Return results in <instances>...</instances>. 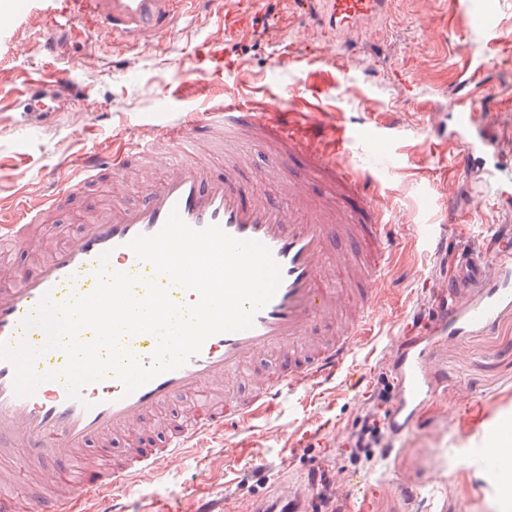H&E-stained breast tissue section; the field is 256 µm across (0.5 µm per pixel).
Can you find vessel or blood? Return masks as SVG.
Masks as SVG:
<instances>
[{"mask_svg": "<svg viewBox=\"0 0 512 512\" xmlns=\"http://www.w3.org/2000/svg\"><path fill=\"white\" fill-rule=\"evenodd\" d=\"M30 2L0 0V41L7 40L14 21L30 15ZM50 2V14L66 18L74 37L83 36L79 21L88 16L100 32L134 44L166 30L182 0ZM328 2L331 20L342 27L378 16L385 0ZM20 94L24 111L46 112L67 105L75 91L66 75L54 73L24 84ZM495 108L487 98L468 92L459 96L458 123L448 133L449 145L457 150V171L497 145L487 117ZM217 136L224 144L219 172L198 155ZM248 141L270 151L268 170L250 178L241 167ZM347 153L344 138H328L316 103L301 111L257 107L228 95L189 123H171L115 153L79 159L73 188L78 191L125 171L135 157H158L164 174L146 179L137 202L89 210L78 232L0 285V342L13 351L24 343L37 350V372L58 371L67 362L62 350L47 349L41 327L26 323L42 296L62 303L89 295L103 268L136 277L133 293L144 297L146 281L157 273L128 244L157 233L171 211L193 228L216 225L234 238L262 243L279 264L281 281L251 327L210 337L182 367L129 394L110 375L86 385L77 400L67 397L61 379L20 397L13 364L0 360V487L22 478L46 489L27 499L0 497V512H66L89 492L120 491L128 480L156 471L182 449L203 447L218 435L236 438L250 432L253 420L281 412L297 391L315 390L339 377L362 391L366 376L349 358L371 336L378 318L382 287L394 266V217L382 207L373 175L355 168ZM296 155L306 161V177L281 178L289 157ZM313 181L324 186L316 196L309 190ZM68 192L62 189L38 202L15 199L9 212L0 211V241L24 249L33 225L58 211ZM443 296L431 336L421 342L405 339L395 356L394 401L381 424L388 437L412 429L418 406L448 380L447 373L428 368L431 346L490 330L512 310V252L486 258L460 249L456 279ZM122 343L146 365L157 347L149 333L124 336ZM262 355L277 357V365L251 373ZM246 375L249 390L216 398L217 388ZM181 399L186 409L180 420L160 419L162 409ZM116 441L122 444L119 460L100 462L94 470L83 467L89 451L108 450Z\"/></svg>", "mask_w": 512, "mask_h": 512, "instance_id": "vessel-or-blood-1", "label": "vessel or blood"}]
</instances>
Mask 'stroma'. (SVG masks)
<instances>
[{
	"label": "stroma",
	"instance_id": "stroma-1",
	"mask_svg": "<svg viewBox=\"0 0 512 512\" xmlns=\"http://www.w3.org/2000/svg\"><path fill=\"white\" fill-rule=\"evenodd\" d=\"M224 5L250 7L251 24L225 35L209 0H198L195 12L176 14L166 33L134 46L97 34L73 42L60 33L67 52L59 56L44 47L45 16L23 22L12 41L0 46V96L55 70L68 71L83 93L67 109L34 122L17 111L0 112V200L52 194L73 177L64 158L111 152L128 139L193 118L225 94L272 102L308 96V75L320 68L323 49L332 74L321 95L323 120L329 133H346L349 161L375 176L394 216L396 257L388 285L401 305L396 313L384 308L381 326L356 354L372 379L370 389L297 393L283 415L255 420L254 448L246 458L229 440L203 451L184 449L155 473L129 483V512H153L156 505L193 497L259 498L279 486L301 487L313 467L335 472L337 495L372 493L373 512H493L494 489L485 477L490 460L481 455L463 462L461 450L474 441L458 422L475 403L493 408L496 418L512 416V314L489 331L436 347L431 363L447 370L448 382L421 409L413 433L382 440L368 460L349 457L346 446L365 416L384 415L375 394L390 380L386 357L399 314L427 321L437 286L454 273V247L494 251L496 227H512V209L494 212L482 205L478 179L450 173L448 144L433 130L447 121L458 81L469 80L475 96L497 100L490 118L503 158L512 160V0H387L378 18L340 30L331 28L320 5L306 11L299 0ZM207 47L224 49L237 65L201 82L191 62ZM290 50L298 63L271 69V60ZM116 185L128 201L139 199L137 175L116 182L103 177L54 223L42 225L34 251L75 233L83 213L108 203ZM452 198L464 207L456 219L448 210ZM427 230L447 232L452 249L438 252L427 245ZM318 418L330 424L327 441L286 451L287 425Z\"/></svg>",
	"mask_w": 512,
	"mask_h": 512
}]
</instances>
